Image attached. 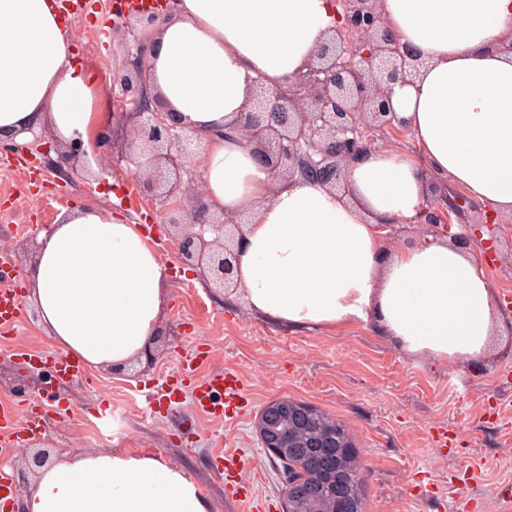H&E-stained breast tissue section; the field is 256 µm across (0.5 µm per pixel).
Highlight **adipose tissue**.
Returning <instances> with one entry per match:
<instances>
[{"label":"adipose tissue","instance_id":"1","mask_svg":"<svg viewBox=\"0 0 512 512\" xmlns=\"http://www.w3.org/2000/svg\"><path fill=\"white\" fill-rule=\"evenodd\" d=\"M57 0H0V136L48 128L91 146L112 123L90 67L75 58ZM422 65L390 105L416 152L379 148L348 167V193L273 178L231 132L256 80L286 86L342 24L338 0H178L146 28L148 81L201 135L210 208L248 214L238 279L247 308L312 328L373 324L408 354L442 363L490 353L502 332L474 253L435 237L388 246L382 223L414 217L428 176L512 214V0H380ZM27 298L55 350L121 367L159 331L168 273L134 224L87 204L41 233ZM23 512H209L178 466L91 450L42 467Z\"/></svg>","mask_w":512,"mask_h":512}]
</instances>
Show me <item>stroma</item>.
Returning <instances> with one entry per match:
<instances>
[{"label":"stroma","mask_w":512,"mask_h":512,"mask_svg":"<svg viewBox=\"0 0 512 512\" xmlns=\"http://www.w3.org/2000/svg\"><path fill=\"white\" fill-rule=\"evenodd\" d=\"M89 14L68 29L76 56L95 70L103 97L122 63L107 32L120 20L112 0H89ZM36 137L15 156L33 162L31 174L0 167V262L26 268L27 251L58 214L86 203L108 206L129 224L149 225L168 271L169 300L161 323L166 336L153 365L122 371L81 368L64 381L22 365L28 351L52 352L29 304L14 328L0 332V407L47 415L51 456L96 449L141 451L181 467L198 485L210 512H253L227 495L219 454L238 450L243 475L257 496L283 506L278 461L262 448L254 427L257 407L288 396L345 422L359 452L365 512H501L512 497V215L465 199L450 226L394 225V244L423 237L459 236L481 260L496 295L506 339L476 361L445 364L405 353L371 325L308 329L252 313L241 296L208 288L185 266L165 230L158 201L142 195L128 164L98 179L65 175L43 155ZM208 354L200 375L237 372L255 407L232 420L196 413L191 389L156 407L152 393L179 380L196 344ZM27 386L25 396L14 392ZM452 430L454 447L438 432Z\"/></svg>","instance_id":"1"}]
</instances>
